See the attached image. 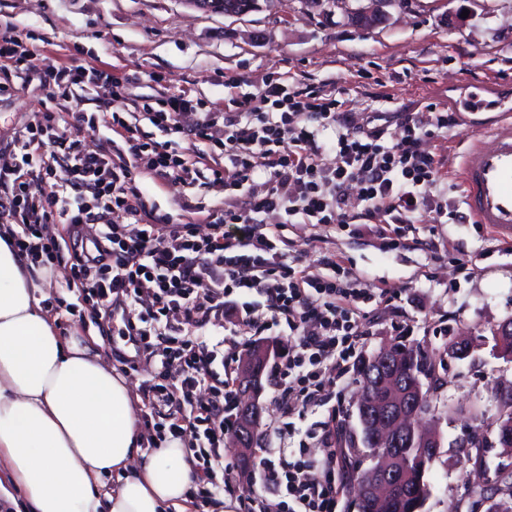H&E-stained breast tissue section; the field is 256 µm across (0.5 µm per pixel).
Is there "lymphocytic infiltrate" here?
Segmentation results:
<instances>
[{
  "label": "lymphocytic infiltrate",
  "instance_id": "f902f5d3",
  "mask_svg": "<svg viewBox=\"0 0 512 512\" xmlns=\"http://www.w3.org/2000/svg\"><path fill=\"white\" fill-rule=\"evenodd\" d=\"M0 61L10 62L25 82L36 79L53 88L66 104L64 113H43L19 131L14 146L20 163L0 168V186L7 191L0 198V223L17 225V248L33 255L61 251L59 245L35 242L40 224H68L91 239L95 250L79 258L74 284L106 312L121 313L129 334L147 343L151 356L179 360V382L154 389L153 398L168 408L174 434L186 438L208 477L224 467V408L235 389L230 383L213 388L204 405L194 402L193 391L212 380L214 363L230 365L233 356L193 339L194 329L220 314L261 331L256 305L245 296H263L274 318L284 319L289 329L288 348L272 370L276 390L292 412L347 371L357 355L366 306L383 301L358 287L336 254L301 269L282 261L277 227L268 216L315 226L355 224L379 213L392 223L410 224L423 207L432 209L437 224L449 215L435 199L441 162L426 141L432 132L451 127L455 116L436 104L428 106L429 126L408 118L394 137L370 117L343 111L335 96L317 87L291 92L283 83H269L260 96L240 100L219 121L203 102L183 93L136 95L133 108L166 139H147L136 124L113 116L112 130L131 154L125 161L114 146L88 152L68 135L88 121L80 91L96 83V74L67 67L39 73L33 53L15 34L0 37ZM332 125L338 134L328 145L319 134ZM185 135L199 144L190 157L178 148ZM216 144L223 146L228 164L203 170L206 148ZM329 152L334 159L328 165ZM136 164L173 184L190 186L204 176L223 188V206L204 217L210 234L198 237L189 224L143 223ZM27 167L38 168L40 189L26 179ZM259 169L268 174L260 185L253 179ZM352 183L358 187L353 204L345 195ZM115 213L120 221H112ZM337 456L328 447L310 463L323 472L320 482L307 478L310 464L300 460L269 469L267 483L285 512H336Z\"/></svg>",
  "mask_w": 512,
  "mask_h": 512
}]
</instances>
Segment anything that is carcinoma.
Here are the masks:
<instances>
[{
  "mask_svg": "<svg viewBox=\"0 0 512 512\" xmlns=\"http://www.w3.org/2000/svg\"><path fill=\"white\" fill-rule=\"evenodd\" d=\"M203 8L221 13L226 16L240 14L245 11H253L249 7L251 0H189ZM276 352V348L268 344H257L250 353L256 355L258 372L256 377L245 383L238 382L241 390L249 387L258 388L266 368L267 354ZM393 365L403 374L415 378L422 373H427L431 381L422 396L424 407L431 408V396H433L445 384L446 380L435 373L433 356L421 348H414L404 343L395 345L392 357ZM373 364L367 359L362 362L359 370L361 390L366 392L365 401L374 410H383L386 407V397L383 388L378 386L380 375H370ZM353 458L343 467V483L352 485L355 482L368 479L369 474L376 468L378 461L374 451L370 448L364 433H359V440L348 439L347 453L344 458ZM436 460V454L426 452L421 448L420 432L416 429L406 430L404 448L398 460L395 462L399 472L400 485H405L415 490L412 498H400V485H390L383 490L384 503L388 506L387 512H423L426 500L430 495L429 485L425 481V474ZM499 493L498 498L490 506L487 512H512V471L500 472L491 486L479 487L469 491V494L481 495L483 493Z\"/></svg>",
  "mask_w": 512,
  "mask_h": 512,
  "instance_id": "cac0c4a2",
  "label": "carcinoma"
}]
</instances>
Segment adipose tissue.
Returning <instances> with one entry per match:
<instances>
[{"label": "adipose tissue", "instance_id": "1", "mask_svg": "<svg viewBox=\"0 0 512 512\" xmlns=\"http://www.w3.org/2000/svg\"><path fill=\"white\" fill-rule=\"evenodd\" d=\"M12 230L0 225V496L21 494L26 512H181L196 477L183 440L144 451L129 380L60 334L51 273Z\"/></svg>", "mask_w": 512, "mask_h": 512}]
</instances>
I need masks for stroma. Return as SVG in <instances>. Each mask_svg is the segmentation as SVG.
<instances>
[{
	"label": "stroma",
	"mask_w": 512,
	"mask_h": 512,
	"mask_svg": "<svg viewBox=\"0 0 512 512\" xmlns=\"http://www.w3.org/2000/svg\"><path fill=\"white\" fill-rule=\"evenodd\" d=\"M384 25L361 30L344 9L326 14L304 0H276L274 6L242 16L204 12L185 0H0V33H21L34 51L39 70L68 66L105 73L106 79L83 104L95 117V128H71V140L89 152L112 137L113 113L130 103L112 94V80L132 93L153 95L161 89L187 92L215 112L235 101L258 96L274 79L288 86L311 85L335 92L347 112L411 114L427 123V104L454 108L475 86L491 79L495 93L512 101V0H400ZM13 86L0 98V166L14 165L13 141L41 112L58 104L38 84H23L13 69H0V85ZM456 124L427 141L442 161V188L448 208L466 211L458 167L468 131L484 114L455 110ZM136 184L146 205L145 223L182 224L191 220L190 206L222 203L224 192L196 182L181 187L138 169ZM430 210L414 223L395 224L389 216L373 219L371 228L357 224L304 227L279 224V247L286 261L308 266L326 253L343 257L363 288L395 286L394 300L369 312L363 320V356L382 345L406 341L435 357L446 384L437 394L433 420L443 437L437 460L426 476L430 488L425 512H456L466 481L493 479L512 470V454L489 449L482 463H463L458 443L476 428L471 417L480 410L485 423L499 414L497 393L512 386V359L498 355L488 337L512 318V243L501 240L486 224H436ZM71 260L56 264L52 310L61 311L63 334L102 336L112 363L133 384L137 395L148 386L176 376L132 344L125 322L92 308L67 288ZM458 333L484 336L470 356L448 355V338ZM207 344L223 342L244 353L255 341L288 344L286 325L255 337L224 319L210 320L201 331ZM357 371L336 378L301 414L291 416L271 387H263L259 403L262 445L275 448L289 433L291 449L313 455L324 446L339 447L341 429L356 425ZM230 483L214 491L205 475H197L191 501L205 512L217 505H239L267 495L260 467L244 466L235 450L223 447Z\"/></svg>",
	"instance_id": "stroma-1"
}]
</instances>
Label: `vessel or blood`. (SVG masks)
Listing matches in <instances>:
<instances>
[{
    "instance_id": "1",
    "label": "vessel or blood",
    "mask_w": 512,
    "mask_h": 512,
    "mask_svg": "<svg viewBox=\"0 0 512 512\" xmlns=\"http://www.w3.org/2000/svg\"><path fill=\"white\" fill-rule=\"evenodd\" d=\"M487 136L489 148L483 143ZM459 176L473 221L512 239V110L502 109L482 134L473 135Z\"/></svg>"
}]
</instances>
